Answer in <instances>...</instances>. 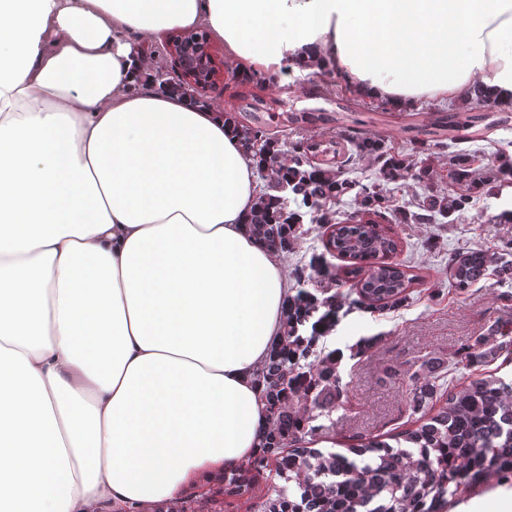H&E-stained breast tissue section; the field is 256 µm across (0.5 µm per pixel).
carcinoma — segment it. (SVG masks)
I'll return each instance as SVG.
<instances>
[{"instance_id":"cac0c4a2","label":"carcinoma","mask_w":512,"mask_h":512,"mask_svg":"<svg viewBox=\"0 0 512 512\" xmlns=\"http://www.w3.org/2000/svg\"><path fill=\"white\" fill-rule=\"evenodd\" d=\"M154 80L161 88L181 91L195 103L203 102L187 83L169 82L168 73L157 69ZM258 108L232 121L246 143L257 147L259 163L276 172L270 185L274 194L261 197L250 215L253 234L286 252L303 234L304 219L324 228L325 252L345 261L344 279L332 274L323 255L309 262L312 274L296 275V294L284 310L285 331L271 350L258 378L268 406L263 431L262 455L253 467L230 474L224 494L246 492L254 479L252 469L272 462L281 484L271 487L258 512H441L460 487L494 469L512 472V379L480 373L450 389L442 381L440 364L431 359L413 377L411 404L421 416L382 436L359 439L348 453L323 452L305 446V425L312 416L300 405L329 410L340 397L337 374L343 354H317L320 338L328 335L339 318L343 303L331 292L333 283L350 284L357 298L351 305L372 312L396 308L408 301L410 288L421 284L412 267L397 260L401 241L380 221L383 182L406 178L430 180L427 167L415 168L403 153H395L381 141L353 139L356 152L378 166L375 181L355 189L343 177L344 143L324 149L310 145L293 148L288 162L272 129L325 119L322 112H289L261 100ZM473 112H442L428 127H413L436 144L464 138H480L490 125ZM448 164L455 181L492 193L512 183V163L503 164L487 178L476 176L470 156L458 153ZM356 192L358 209L343 221L325 207L327 200ZM463 198L427 195L402 212L404 223L434 224L437 217H451L462 209ZM502 283L512 284V260L492 258L480 246L468 247L448 258V279L457 288L475 286L488 277L489 267ZM329 276L326 284L307 289L314 275ZM490 335L504 341L494 347L487 339L473 346L476 364H490L512 349V326L498 325Z\"/></svg>"}]
</instances>
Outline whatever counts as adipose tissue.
Returning <instances> with one entry per match:
<instances>
[{
  "label": "adipose tissue",
  "mask_w": 512,
  "mask_h": 512,
  "mask_svg": "<svg viewBox=\"0 0 512 512\" xmlns=\"http://www.w3.org/2000/svg\"><path fill=\"white\" fill-rule=\"evenodd\" d=\"M206 28L239 75L512 106V0H0V512H159L260 452L283 255L226 115L144 83Z\"/></svg>",
  "instance_id": "ef3b65f1"
}]
</instances>
